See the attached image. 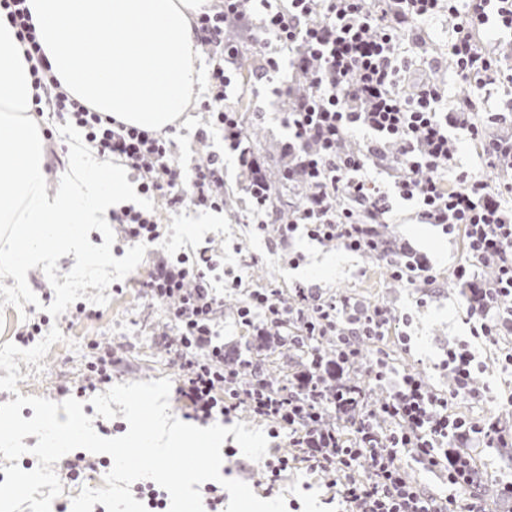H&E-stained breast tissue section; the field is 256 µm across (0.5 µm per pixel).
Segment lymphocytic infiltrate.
Here are the masks:
<instances>
[{"label":"lymphocytic infiltrate","instance_id":"lymphocytic-infiltrate-1","mask_svg":"<svg viewBox=\"0 0 512 512\" xmlns=\"http://www.w3.org/2000/svg\"><path fill=\"white\" fill-rule=\"evenodd\" d=\"M449 16L455 37L448 54L464 83L452 109L445 88L431 78L414 80L411 93L400 84L408 70L400 56L404 41L419 38L426 21ZM0 16L15 27L33 61L36 114L53 113L72 123L93 143L102 159L127 167L142 192L164 199L172 209L223 210L224 159L209 153L197 159L191 175L173 162L169 132L128 125L96 112L70 96L52 74L39 43L26 0H0ZM512 32V0H210L195 22L197 42L210 52L209 95L202 101L205 127L222 131L249 174L246 191L254 209L270 214L272 188L247 144L240 112L227 105L237 59L254 44L265 72L279 69L278 47L287 48L293 68L308 73L309 84L284 121L286 145L296 163L288 182L308 186L292 217L278 225L280 237L305 226L310 237L359 252L377 250V227L390 212L389 194L417 200L421 223L462 236L467 258L454 276L472 284L468 310L474 339L497 344L512 330V181L492 182L458 165L448 133L479 145L484 167L512 171V139H488L483 119L458 124L455 115L474 109L475 91L496 71L489 51L474 39L486 26ZM375 137L365 149L344 148L354 129ZM394 171L391 190L362 178L366 162ZM122 239L157 246L161 232L154 212L124 207L110 215ZM221 262L216 253L196 260L158 254L142 288L166 304L179 354L175 395L187 416L206 423L246 411L270 424L272 437L287 433L289 451L268 460V482L296 462L329 476L340 488L348 512H483L481 473L466 444L493 445L501 430L491 420L475 421L448 413L449 396L474 398L479 366L468 345L448 351L442 367L450 373L451 394L433 389L417 372L399 370L384 353L365 358L366 346L387 331L392 315L382 306L359 309L347 296L322 298L316 289L295 286L292 302L278 289H252L237 309L239 322L254 336L276 328L304 362L288 383L271 387L256 378L257 363L229 359L213 334L224 316V301L209 287L206 273ZM494 266L495 278L481 283L478 271ZM332 338L336 356L324 360L319 342ZM439 472L445 495L415 480L406 462Z\"/></svg>","mask_w":512,"mask_h":512}]
</instances>
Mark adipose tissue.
<instances>
[{
  "label": "adipose tissue",
  "mask_w": 512,
  "mask_h": 512,
  "mask_svg": "<svg viewBox=\"0 0 512 512\" xmlns=\"http://www.w3.org/2000/svg\"><path fill=\"white\" fill-rule=\"evenodd\" d=\"M207 0H27L52 71L74 98L162 131L195 99L193 19ZM108 37L74 49L85 32Z\"/></svg>",
  "instance_id": "obj_1"
}]
</instances>
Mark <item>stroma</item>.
I'll return each instance as SVG.
<instances>
[{
  "instance_id": "stroma-1",
  "label": "stroma",
  "mask_w": 512,
  "mask_h": 512,
  "mask_svg": "<svg viewBox=\"0 0 512 512\" xmlns=\"http://www.w3.org/2000/svg\"><path fill=\"white\" fill-rule=\"evenodd\" d=\"M454 35L451 21L444 16L426 25V49H405L403 55L414 74L431 77L447 85L449 94L462 90L449 60L448 45ZM258 69L239 60L228 91V104H251L246 113L249 146L262 156L269 174H276L284 158L282 147L288 140L283 114L285 99L272 93L271 85L258 77ZM201 123L197 108H189L176 124V163L191 170L203 148L224 156V210L183 208L171 211L162 202L154 209L161 225L162 248L170 253L193 255L208 248L223 254L224 263L212 272L211 282L224 298V324L218 334L225 343L237 346L246 358L266 361L279 379H287L301 365L295 351L276 348L256 351L250 346V329L236 321V310L245 298L246 288L270 284L279 288L283 298H291L295 285L318 289L324 295H345L364 305L390 307L399 321L395 334L385 336L381 349L399 369L424 373L431 385L449 391L453 382L439 367L450 347L469 334L465 323L470 300L461 294L453 276L455 267L466 259L462 238H449L430 224L418 223L412 203L393 205L388 224L381 231L395 251L410 248L425 254L435 264L439 280L435 287L410 286L390 279L384 260L340 248L333 242H317L304 235L283 241L275 233H257L242 191L244 176L235 155L225 152L219 136L209 146L200 145L194 134ZM151 257L123 281V289L110 292V302L101 306L87 304L86 316L72 319L60 315L56 323L64 340L51 347L44 357L45 370L34 375L31 365L20 364L22 376L17 393L0 391V403L13 400L15 394L43 396L57 400L60 387L81 378L91 361L94 341L107 339L116 354L125 361L124 371L113 376V383L158 380L175 377L178 357L173 349L160 343L165 329L166 307L149 305L141 283L150 272ZM243 287L230 289L234 278ZM286 496V512H340L341 506L326 479L297 463L283 472L277 486Z\"/></svg>"
}]
</instances>
